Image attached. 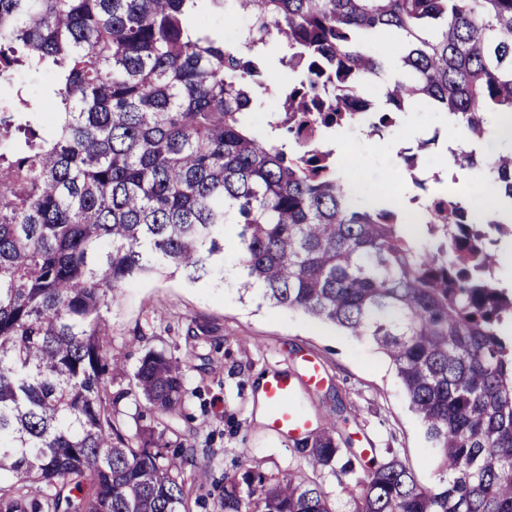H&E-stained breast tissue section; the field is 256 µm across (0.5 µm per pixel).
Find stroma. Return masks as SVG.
<instances>
[{"mask_svg": "<svg viewBox=\"0 0 512 512\" xmlns=\"http://www.w3.org/2000/svg\"><path fill=\"white\" fill-rule=\"evenodd\" d=\"M410 129L436 130L448 141L459 136L446 114L422 105L400 113L395 134L377 143L364 140L358 126L338 130L340 149L365 159L364 193L385 182L393 196L414 195L398 155ZM102 314L109 325L107 346L124 367L112 382L120 412L142 427L164 432L168 440L186 439L197 450L196 467L184 472L191 485V512H217L225 474L256 466L277 479L305 471L304 448L270 431L259 417L256 386L260 377L274 372L302 377L308 359L319 362L324 373L322 384L302 388L299 395L313 429L335 418L352 447L374 449L380 460L394 454L420 484H435L436 451L410 410L389 359L370 341L300 312L269 306L240 290L237 279L192 283L168 269L120 288ZM150 349L183 363L189 398L179 416L161 418L124 396L140 358ZM200 467L207 477L199 486Z\"/></svg>", "mask_w": 512, "mask_h": 512, "instance_id": "35a3bbf8", "label": "stroma"}]
</instances>
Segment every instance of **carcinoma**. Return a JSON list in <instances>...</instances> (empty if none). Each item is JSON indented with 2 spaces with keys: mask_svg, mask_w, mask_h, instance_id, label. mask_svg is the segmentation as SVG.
Returning <instances> with one entry per match:
<instances>
[{
  "mask_svg": "<svg viewBox=\"0 0 512 512\" xmlns=\"http://www.w3.org/2000/svg\"><path fill=\"white\" fill-rule=\"evenodd\" d=\"M237 44L208 29L223 0H0V512H186L195 448L131 431L108 392L117 371L102 309L137 276L171 266L224 279L234 225L240 288L366 339L395 367L437 450L421 485L398 457L345 488L349 512H512V298L459 198L420 205L432 249L393 199L356 202L321 140L368 122L388 137L415 103L473 145L454 156L512 202V147L485 159L484 114L512 113V0H232ZM400 38L403 77L377 110L365 84L389 68L365 47ZM297 78L267 131L246 121L264 48ZM50 77L41 98L23 74ZM417 140L400 152L412 183ZM124 392L163 417L188 395L180 360L149 350ZM330 419L305 437L313 473L341 455ZM221 512H339L305 475L224 476Z\"/></svg>",
  "mask_w": 512,
  "mask_h": 512,
  "instance_id": "obj_1",
  "label": "carcinoma"
}]
</instances>
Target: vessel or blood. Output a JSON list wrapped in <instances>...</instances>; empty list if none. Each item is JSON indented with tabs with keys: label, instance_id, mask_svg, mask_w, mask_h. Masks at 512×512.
I'll return each instance as SVG.
<instances>
[{
	"label": "vessel or blood",
	"instance_id": "obj_1",
	"mask_svg": "<svg viewBox=\"0 0 512 512\" xmlns=\"http://www.w3.org/2000/svg\"><path fill=\"white\" fill-rule=\"evenodd\" d=\"M262 392L267 404V426L277 435L295 438L306 434L310 418L296 409L299 388L285 375H275L264 380Z\"/></svg>",
	"mask_w": 512,
	"mask_h": 512
}]
</instances>
